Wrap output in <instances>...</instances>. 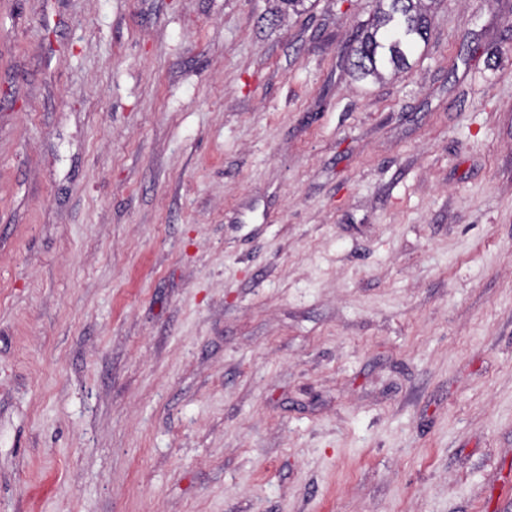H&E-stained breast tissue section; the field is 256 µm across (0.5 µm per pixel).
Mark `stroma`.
I'll list each match as a JSON object with an SVG mask.
<instances>
[{"instance_id":"obj_1","label":"stroma","mask_w":512,"mask_h":512,"mask_svg":"<svg viewBox=\"0 0 512 512\" xmlns=\"http://www.w3.org/2000/svg\"><path fill=\"white\" fill-rule=\"evenodd\" d=\"M369 2L0 0V512H512V0ZM275 7L269 11V15L262 17V21L266 22L269 27H274L281 22L290 12L299 14L306 10V0H272ZM372 22L361 32L349 64L358 78L381 77V69L409 65V56L428 38L425 0H376Z\"/></svg>"}]
</instances>
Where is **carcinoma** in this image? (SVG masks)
Listing matches in <instances>:
<instances>
[{
	"mask_svg": "<svg viewBox=\"0 0 512 512\" xmlns=\"http://www.w3.org/2000/svg\"><path fill=\"white\" fill-rule=\"evenodd\" d=\"M275 7L262 17L274 27L290 13L306 10V0H273ZM435 0H376L372 22L361 32L349 64L359 78L381 77V69L409 65V56L428 38V4Z\"/></svg>",
	"mask_w": 512,
	"mask_h": 512,
	"instance_id": "obj_1",
	"label": "carcinoma"
}]
</instances>
